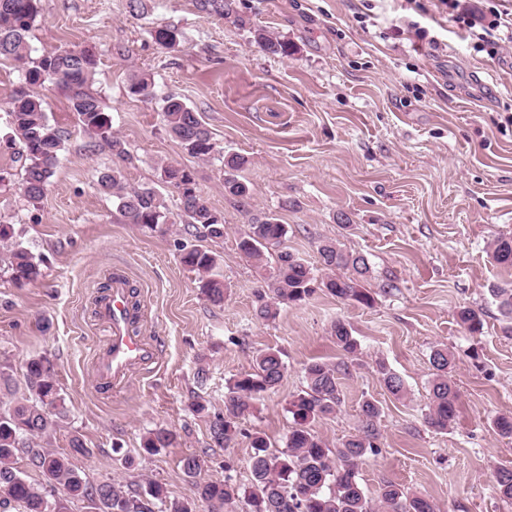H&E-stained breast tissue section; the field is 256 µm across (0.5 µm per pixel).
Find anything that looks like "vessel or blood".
Wrapping results in <instances>:
<instances>
[{
    "label": "vessel or blood",
    "mask_w": 512,
    "mask_h": 512,
    "mask_svg": "<svg viewBox=\"0 0 512 512\" xmlns=\"http://www.w3.org/2000/svg\"><path fill=\"white\" fill-rule=\"evenodd\" d=\"M100 319L107 325L106 354L96 366L100 385L120 387L137 367L156 363L160 351L148 338L130 330L126 281L120 274H113L112 287L99 305Z\"/></svg>",
    "instance_id": "1"
}]
</instances>
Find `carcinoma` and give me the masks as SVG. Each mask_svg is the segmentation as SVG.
Wrapping results in <instances>:
<instances>
[{"label":"carcinoma","mask_w":512,"mask_h":512,"mask_svg":"<svg viewBox=\"0 0 512 512\" xmlns=\"http://www.w3.org/2000/svg\"><path fill=\"white\" fill-rule=\"evenodd\" d=\"M39 0H0V61L20 63V84L7 111L11 132L0 138V150H12L14 161L21 163L18 189L29 206L40 207L64 150V134L51 123L44 100L32 88L49 82L66 93L69 109L79 125L104 141L119 158L126 154L123 142L112 133L110 116L93 89L98 58L91 49H57L38 58L30 56L28 34L39 13ZM233 0H197L201 13L222 18L234 12ZM253 41L272 55L288 56V41L263 28L251 29ZM155 42L173 49L184 40V33L168 25L153 31ZM129 93L145 100L160 99L161 114L169 133L194 157L208 159L217 153L216 143L200 114L182 99L167 95L157 97L155 84L145 76H133ZM247 163L239 154L223 156L224 192L240 198L250 197L249 186L238 179L237 172ZM157 181L178 194L182 223L202 230L212 240L224 238V223L215 218L216 210L200 193L194 172L178 164L159 168ZM100 189L111 195L120 220L137 224L151 232L172 223L163 192L158 185L129 186L122 170L114 167L99 174ZM288 225L273 213L251 216L247 230L238 238L237 248L254 260L257 268L273 260L274 273L262 277L256 293L255 316L274 321L280 306L297 305L308 300L318 289H325L340 300L369 306L373 296L361 288L370 273L368 259L342 249L333 241L319 244L321 269H347L353 275L320 276L285 246ZM494 260L512 268V237H501L492 244ZM181 263L200 275V288L215 306L224 304V282L213 274L219 265L216 252L192 248L182 250ZM18 286L43 277L42 260L19 243L0 257ZM493 298L506 322L504 333L512 336V287L496 288ZM458 322L471 334L482 332L481 313L471 307L456 312ZM336 346L343 353L339 362L314 360L304 368L307 383L288 404L292 425L288 429L285 449L274 453L267 439L255 433L251 437L254 452L249 458L250 483L240 485L232 476L196 485V500L205 512H436L433 502L409 493L391 480L381 481L376 497L368 496L360 483L359 464L369 454L380 451L377 422L381 408L377 401L365 399L360 405L362 416L357 433L336 447L316 434L313 424L336 412L341 403L340 374L349 372L348 359L357 355L359 344L348 324L336 320L331 327ZM430 404L425 414L426 426L442 432L454 421L458 393L449 373L454 354L441 345L429 358ZM29 394L14 398L0 410V512H68L74 499L87 503L89 512H197L188 502L169 499L165 487L148 482L140 492H132L117 481L93 483L72 461L87 448L80 436L73 435L69 453H57L44 447L45 441L59 430L68 418L65 398L56 379L52 362L45 356H33L24 363ZM380 381L392 395L406 394L403 379L383 362L378 363ZM287 365L279 350L257 354L249 373L233 376L224 397V414L210 420V440L222 446L231 440L237 421L249 415L258 395L278 386ZM174 434L156 429L143 440L142 451L152 454L172 445ZM27 459L38 469L47 487L60 496L49 503L43 489L30 482L19 469L18 461ZM500 499L512 503V469H499L495 475Z\"/></svg>","instance_id":"carcinoma-1"}]
</instances>
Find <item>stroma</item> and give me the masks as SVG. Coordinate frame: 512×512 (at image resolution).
Listing matches in <instances>:
<instances>
[{
    "mask_svg": "<svg viewBox=\"0 0 512 512\" xmlns=\"http://www.w3.org/2000/svg\"><path fill=\"white\" fill-rule=\"evenodd\" d=\"M235 5L234 16L219 19L204 17L196 0H156L137 17L128 0H40L32 57L59 47L97 51L95 88L128 157L119 160L84 133L58 89L42 88L65 148L40 208L29 207L17 188L0 189V222L43 258L45 272L18 288L0 269V367L22 393L24 360L49 356L69 409L50 447L68 451L70 436L80 435L88 452L74 463L91 482L135 488L149 478L170 498L190 501L196 482L223 478L228 460L234 480L248 482L250 434L284 448L288 404L306 386L303 368L316 357L338 359L331 325L341 318L359 354L341 380V406L314 429L342 442L360 425L362 401H378L381 451L360 466L368 494L391 480L429 497L437 512H512L494 488L495 468L512 469V441L492 426L512 414V338L491 295L512 272L488 251L494 239L512 237V48L493 58L474 51L440 0ZM413 22L428 29L430 41L409 33ZM159 25L181 28L184 42L158 46L150 32ZM257 26L288 39L290 54L263 51L250 33ZM141 73L158 100L129 93L130 78ZM169 94L200 113L218 148L247 158L239 177L249 199L225 193L221 160L199 161L169 134L160 115ZM163 161L192 168L201 194L224 216V238L212 246L222 257L223 306L206 301L198 274L179 261L180 246L199 244V231L121 223L111 196L98 188L104 169L121 167L138 185L154 181ZM260 212L287 224L289 250L309 266L324 240L367 256L371 274L362 286L374 304L320 290L282 307L276 321H257L259 271L237 240ZM116 270L136 288L139 329L163 359L154 373L134 372L125 390L103 394L94 385L95 356L108 330L95 300ZM462 306L482 312L481 334L459 325ZM438 345L455 355L451 379L461 402L445 432L423 421L429 356ZM269 348L283 354V381L256 400L234 439L214 445L209 414L223 412L232 375L251 371ZM380 361L404 379L403 398L381 384ZM201 364L209 369L203 387L196 383ZM197 395L208 415L189 411ZM156 428L171 430L175 442L142 454L143 436ZM190 454L204 461L193 480L180 463Z\"/></svg>",
    "mask_w": 512,
    "mask_h": 512,
    "instance_id": "stroma-1",
    "label": "stroma"
}]
</instances>
